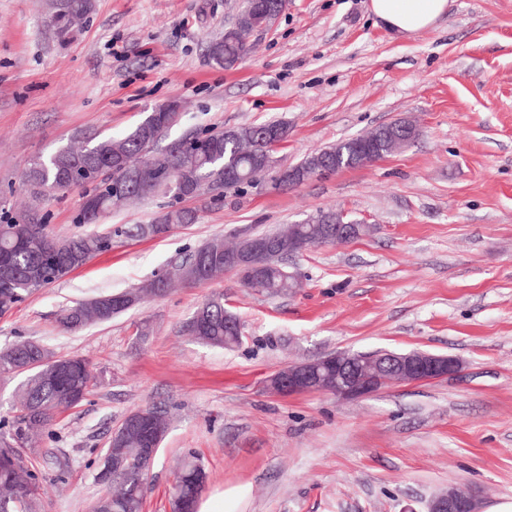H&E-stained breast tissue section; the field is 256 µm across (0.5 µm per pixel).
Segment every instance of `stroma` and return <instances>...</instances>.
<instances>
[{
	"label": "stroma",
	"instance_id": "35a3bbf8",
	"mask_svg": "<svg viewBox=\"0 0 512 512\" xmlns=\"http://www.w3.org/2000/svg\"><path fill=\"white\" fill-rule=\"evenodd\" d=\"M51 0H0V218L31 215L58 238L149 224L157 196L76 218L82 191L31 208L32 160L90 133L119 138L176 100L167 133L287 123L256 185L185 201L199 219L164 237L114 240L0 317V347L32 340L88 358L97 384L57 415L27 466L39 512H90L111 432L130 412L169 418L142 512H171L187 456L208 474L202 512H427L455 486L480 507L512 499V0H449L437 24L400 36L369 0H287L234 68L208 52L241 0H94L67 44ZM416 137L375 163L280 187L314 150L398 119ZM364 224L361 238L288 261L299 286L270 297L228 271L67 333L66 306L142 286L214 238L263 232L319 210ZM220 295L241 340L219 348L184 327ZM419 349L455 375L343 402L266 390L280 368L333 352Z\"/></svg>",
	"mask_w": 512,
	"mask_h": 512
}]
</instances>
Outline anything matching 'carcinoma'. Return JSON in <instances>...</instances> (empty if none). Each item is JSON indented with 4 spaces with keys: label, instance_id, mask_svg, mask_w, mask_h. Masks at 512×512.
I'll list each match as a JSON object with an SVG mask.
<instances>
[{
    "label": "carcinoma",
    "instance_id": "1",
    "mask_svg": "<svg viewBox=\"0 0 512 512\" xmlns=\"http://www.w3.org/2000/svg\"><path fill=\"white\" fill-rule=\"evenodd\" d=\"M93 9L92 0H67L66 8L52 13L49 24L57 40L66 43L74 35L75 19L85 17ZM247 40L239 36L233 40L219 39L210 46L211 59L218 65L231 68L247 53ZM280 130V142L288 140V126L271 122L258 126L217 132L189 134L158 149V142L166 130L147 121L137 125L120 139L94 134L82 139L81 146L66 145L54 153L34 160L26 173V186L32 200L37 201L51 192L75 188L68 182L69 171L77 164L95 161L102 164L99 178L88 181L91 189L84 192L94 202L81 206L77 221L93 224L110 210L132 201L158 195L174 196L180 190L177 181L199 195L204 190L240 187V181L226 182L212 178L220 168L239 167L255 177L261 173L250 168L249 160L263 155L267 145V128ZM355 138H348L330 147L343 168H357L353 159ZM122 158V165L112 168L106 161L114 156ZM336 211L319 210L303 222L286 224L267 237H278L295 228L307 246L325 243V229L335 219ZM197 212L173 205L151 225L135 224L107 233H88L57 239L46 231L44 224H20L15 220H0V266L11 269L9 281L0 286L19 304L40 288L56 283L82 267L96 255L112 247V237L144 236L159 233L171 225L192 224ZM238 242L227 244L222 239L212 240L188 255L173 273L165 278L155 277L147 288L116 294L101 295L62 310L58 322L66 332H79L87 326L107 322L115 316L112 299L128 300V307L139 303L144 294L162 295L169 292L173 282L197 286L230 270L224 265V254L234 252ZM295 287V280L280 269L270 267L262 271L252 288L269 296L285 295ZM234 315L224 309V298L215 296L203 302L193 313L188 331L196 339L222 348L239 344L227 322ZM66 368L50 373L40 358L36 344L20 341L0 349V375L29 373L26 383L19 388L17 415L0 426V512H37L38 485L36 476L25 464L23 452L39 447V436L51 425L54 417L80 404L73 398L77 392L87 396L96 376L90 362L80 356L62 358ZM142 422L128 427L122 439L106 449L101 470L116 471L117 477L93 505L92 512H142L148 490V466L140 456L148 435L157 432L165 436L169 422L164 411L154 407L140 409ZM207 474L194 459L186 460L174 486L173 499L180 512H197Z\"/></svg>",
    "mask_w": 512,
    "mask_h": 512
}]
</instances>
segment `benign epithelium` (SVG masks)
<instances>
[{"instance_id":"obj_1","label":"benign epithelium","mask_w":512,"mask_h":512,"mask_svg":"<svg viewBox=\"0 0 512 512\" xmlns=\"http://www.w3.org/2000/svg\"><path fill=\"white\" fill-rule=\"evenodd\" d=\"M398 145L416 136L417 128L409 121H400L388 128ZM310 177L318 178L340 171L325 154H319L306 166ZM304 170V171H306ZM304 171H288V181L297 183ZM362 226L345 220V214L337 213L336 226L328 229L329 238L349 242L359 238ZM245 246L235 253L224 255V262L239 270L246 283L255 280L263 267V260L282 249L294 256L306 245L295 234L273 244L251 234L242 236ZM459 361L448 355L411 350L392 352L386 350L364 353H336L321 360L291 363L266 380V387L280 395L325 393L342 401L371 397L382 389L404 383H423L444 379L459 371ZM478 499L471 490L451 488L432 498L427 512H478Z\"/></svg>"}]
</instances>
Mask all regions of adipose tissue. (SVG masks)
I'll return each mask as SVG.
<instances>
[{"label":"adipose tissue","mask_w":512,"mask_h":512,"mask_svg":"<svg viewBox=\"0 0 512 512\" xmlns=\"http://www.w3.org/2000/svg\"><path fill=\"white\" fill-rule=\"evenodd\" d=\"M449 0H370L377 21L401 35L429 29L444 17Z\"/></svg>","instance_id":"obj_1"}]
</instances>
